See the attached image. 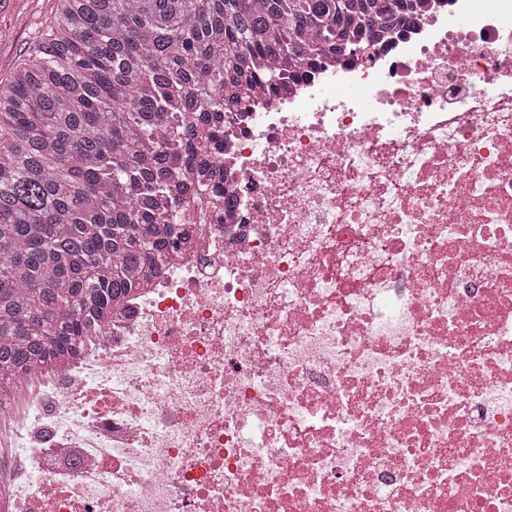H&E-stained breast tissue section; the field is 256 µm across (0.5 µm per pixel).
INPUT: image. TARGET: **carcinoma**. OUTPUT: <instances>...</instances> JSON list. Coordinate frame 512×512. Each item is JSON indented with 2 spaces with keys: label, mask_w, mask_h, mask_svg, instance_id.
<instances>
[{
  "label": "carcinoma",
  "mask_w": 512,
  "mask_h": 512,
  "mask_svg": "<svg viewBox=\"0 0 512 512\" xmlns=\"http://www.w3.org/2000/svg\"><path fill=\"white\" fill-rule=\"evenodd\" d=\"M408 0H56L0 83V400L166 259L206 132L255 87L415 23Z\"/></svg>",
  "instance_id": "obj_1"
}]
</instances>
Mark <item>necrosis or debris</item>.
Returning a JSON list of instances; mask_svg holds the SVG:
<instances>
[{"instance_id":"obj_1","label":"necrosis or debris","mask_w":512,"mask_h":512,"mask_svg":"<svg viewBox=\"0 0 512 512\" xmlns=\"http://www.w3.org/2000/svg\"><path fill=\"white\" fill-rule=\"evenodd\" d=\"M224 115L166 265L0 402V512H512V0Z\"/></svg>"}]
</instances>
